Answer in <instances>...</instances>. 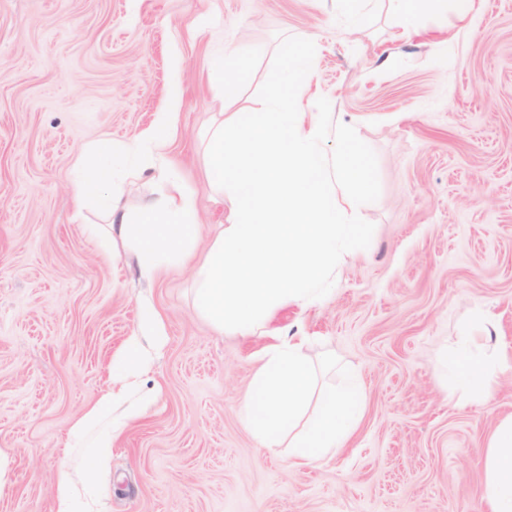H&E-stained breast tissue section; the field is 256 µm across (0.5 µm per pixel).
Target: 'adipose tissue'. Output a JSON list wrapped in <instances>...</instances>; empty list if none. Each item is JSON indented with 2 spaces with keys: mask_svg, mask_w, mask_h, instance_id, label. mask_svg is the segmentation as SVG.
Returning a JSON list of instances; mask_svg holds the SVG:
<instances>
[{
  "mask_svg": "<svg viewBox=\"0 0 512 512\" xmlns=\"http://www.w3.org/2000/svg\"><path fill=\"white\" fill-rule=\"evenodd\" d=\"M72 193L78 204L99 198L111 188L112 163L101 155L97 145L90 144L74 165ZM192 199L188 192L180 196L161 194L143 209L139 223L115 219V206L106 203L102 210L106 229H117L119 235L135 248L142 278L154 280L163 270L188 263L195 251V232L191 221ZM476 319L482 330L489 320L484 314ZM480 334L462 337L456 355L448 363V372L455 388L465 400L477 402L488 397L498 372L506 364L504 353L487 346ZM148 362L146 351L138 338H131L122 358V371L112 379V385L99 404L83 417L95 420L103 410H113L125 404L128 379ZM486 484L485 512H512V415L499 421L484 445Z\"/></svg>",
  "mask_w": 512,
  "mask_h": 512,
  "instance_id": "ef3b65f1",
  "label": "adipose tissue"
}]
</instances>
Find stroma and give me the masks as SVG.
Wrapping results in <instances>:
<instances>
[{"label":"stroma","instance_id":"35a3bbf8","mask_svg":"<svg viewBox=\"0 0 512 512\" xmlns=\"http://www.w3.org/2000/svg\"><path fill=\"white\" fill-rule=\"evenodd\" d=\"M290 36L316 47L300 111L328 99L375 152L381 191L355 209L373 237L342 255L331 294L243 337L198 310L195 264L143 280L99 206L76 208L69 171L98 144L136 215L156 186L129 148L168 133L205 256L235 221L208 173L209 61L234 56V109L254 112ZM148 308L165 339L143 340L139 415L77 428ZM478 309L512 358V0L464 19L445 0L408 38L388 0H0V512H58L63 470L71 512H484L482 450L512 414V368L468 402L441 366ZM284 336L308 337L311 361L335 355L366 397L345 448L303 466L240 415L258 352Z\"/></svg>","mask_w":512,"mask_h":512}]
</instances>
